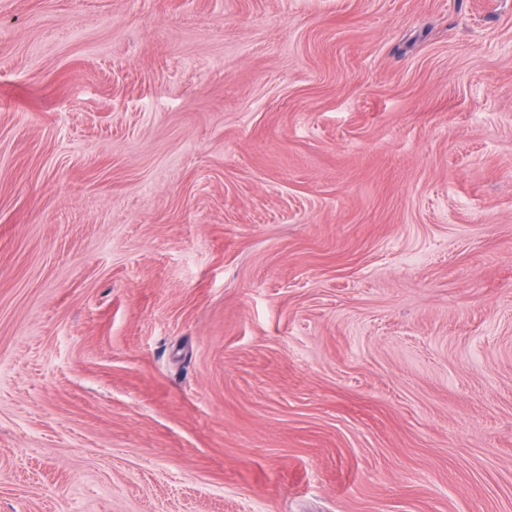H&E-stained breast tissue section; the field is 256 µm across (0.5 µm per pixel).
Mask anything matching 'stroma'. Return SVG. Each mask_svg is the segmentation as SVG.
I'll list each match as a JSON object with an SVG mask.
<instances>
[{
	"mask_svg": "<svg viewBox=\"0 0 512 512\" xmlns=\"http://www.w3.org/2000/svg\"><path fill=\"white\" fill-rule=\"evenodd\" d=\"M0 512H512V0H0Z\"/></svg>",
	"mask_w": 512,
	"mask_h": 512,
	"instance_id": "35a3bbf8",
	"label": "stroma"
}]
</instances>
